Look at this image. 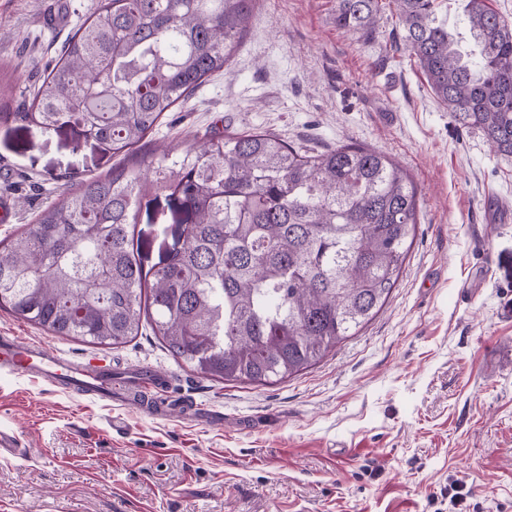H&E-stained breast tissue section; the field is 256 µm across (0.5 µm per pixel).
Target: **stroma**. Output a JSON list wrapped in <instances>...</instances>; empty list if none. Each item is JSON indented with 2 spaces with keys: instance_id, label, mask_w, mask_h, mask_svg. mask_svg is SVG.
<instances>
[{
  "instance_id": "stroma-1",
  "label": "stroma",
  "mask_w": 512,
  "mask_h": 512,
  "mask_svg": "<svg viewBox=\"0 0 512 512\" xmlns=\"http://www.w3.org/2000/svg\"><path fill=\"white\" fill-rule=\"evenodd\" d=\"M99 0H0V112L21 110ZM336 0H258L231 64L129 154L82 127L0 122V240L80 179L147 169L217 132L266 131L313 151L357 144L417 183L416 236L387 304L319 364L273 384L203 376L151 329L117 346L54 337L0 308V337L112 360L110 400L0 368V512H512V157L455 125L391 5L371 39L340 30ZM176 203L151 190L134 228L145 268L179 244ZM142 368L183 414L122 398Z\"/></svg>"
}]
</instances>
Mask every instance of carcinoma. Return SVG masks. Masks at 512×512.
Instances as JSON below:
<instances>
[{
    "label": "carcinoma",
    "mask_w": 512,
    "mask_h": 512,
    "mask_svg": "<svg viewBox=\"0 0 512 512\" xmlns=\"http://www.w3.org/2000/svg\"><path fill=\"white\" fill-rule=\"evenodd\" d=\"M389 0L434 96L512 157V26L487 0ZM256 0H100L21 112L43 134L81 125L103 151L137 146L229 66ZM379 0H337L369 34ZM170 191L180 247L148 271L135 204ZM419 191L388 156L215 133L171 164L85 180L0 242V306L53 336L123 344L150 321L173 357L222 381L274 383L318 364L385 305L415 235Z\"/></svg>",
    "instance_id": "obj_1"
}]
</instances>
